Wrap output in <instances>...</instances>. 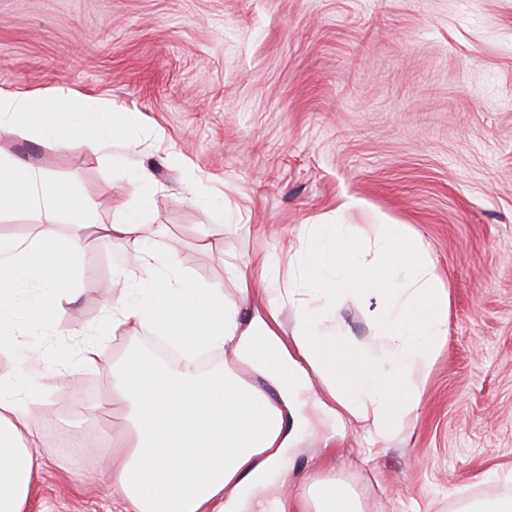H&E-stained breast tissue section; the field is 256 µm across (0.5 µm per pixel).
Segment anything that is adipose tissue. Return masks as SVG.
Listing matches in <instances>:
<instances>
[{"mask_svg":"<svg viewBox=\"0 0 512 512\" xmlns=\"http://www.w3.org/2000/svg\"><path fill=\"white\" fill-rule=\"evenodd\" d=\"M134 114L69 88L48 94L0 93V127L33 133L58 148L80 140L99 152L106 137L122 134ZM43 211L44 223L28 239L0 236V512H27L30 492L44 462L30 452L35 436L29 417L36 397L18 388L21 365L10 358L48 313L76 290H91L93 275L78 273L85 247L81 236L59 239L53 215L71 223L94 221L95 202L75 195L25 162L0 154V212L18 206ZM104 236L137 255L118 274L109 308L111 335L137 327L173 346L183 360L172 369L155 357L118 360L88 342L80 361L111 367V389L97 409L120 407L127 432L110 463L112 500L120 512H268L262 492L282 472L294 446L286 419H299L301 393L322 386L318 407H331L339 435L358 421L369 447L382 451L403 444L424 399L423 383L448 334V292L422 238L405 224H373L358 238L354 224H307L298 239L301 263L276 289L280 267L274 253L233 265L239 292L226 300L222 287L180 274L175 253L142 244L136 217L102 225ZM267 285L261 308L243 320L242 303L255 282ZM41 286L33 305L18 308L28 283ZM374 300L369 324L378 341L356 340L341 314L346 296ZM297 327L285 334L284 307ZM231 349L230 363L198 372L203 352ZM250 370L278 392L248 384ZM277 512H362L354 494L335 479H312L285 499Z\"/></svg>","mask_w":512,"mask_h":512,"instance_id":"ef3b65f1","label":"adipose tissue"}]
</instances>
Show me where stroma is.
Segmentation results:
<instances>
[{"label":"stroma","instance_id":"obj_1","mask_svg":"<svg viewBox=\"0 0 512 512\" xmlns=\"http://www.w3.org/2000/svg\"><path fill=\"white\" fill-rule=\"evenodd\" d=\"M57 87L138 120L97 154L7 128L0 152L92 194L106 224L123 219L121 177L147 172L148 204L128 199L145 247L176 245L181 272L229 299L226 265L275 249L291 269L303 224L392 222L423 238L448 290V337L409 440L376 454L352 422L324 451L333 418L309 407L269 498L315 475L350 486L364 512L415 500L455 512L462 486L504 494L482 475L512 469V0H0V90ZM235 224L258 230L240 237ZM133 261L89 236L77 265L98 289L29 339L51 361L19 381L39 399L30 428L47 462L28 512H113L101 434L122 417L95 414L110 374L79 363L72 331L115 357L151 343L145 329L105 330L115 269Z\"/></svg>","mask_w":512,"mask_h":512}]
</instances>
